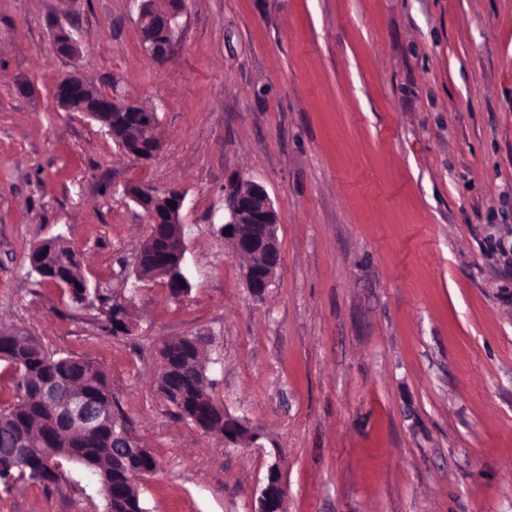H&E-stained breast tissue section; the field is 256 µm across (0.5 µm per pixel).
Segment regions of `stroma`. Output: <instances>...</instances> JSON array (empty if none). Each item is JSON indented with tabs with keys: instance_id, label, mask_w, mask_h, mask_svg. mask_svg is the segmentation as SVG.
<instances>
[{
	"instance_id": "stroma-1",
	"label": "stroma",
	"mask_w": 512,
	"mask_h": 512,
	"mask_svg": "<svg viewBox=\"0 0 512 512\" xmlns=\"http://www.w3.org/2000/svg\"><path fill=\"white\" fill-rule=\"evenodd\" d=\"M137 17L0 0V325L105 373L159 462L148 512H252L275 461L286 512H512V0H185L162 64ZM76 69L157 107L154 158L59 106ZM239 177L278 215L260 299L221 231ZM130 184L184 192L187 294L136 281L150 226ZM57 236L129 332L31 274ZM183 336L257 445L160 395L159 350ZM65 476L0 486V512H106L84 470Z\"/></svg>"
}]
</instances>
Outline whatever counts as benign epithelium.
Here are the masks:
<instances>
[{
    "label": "benign epithelium",
    "instance_id": "7a95c632",
    "mask_svg": "<svg viewBox=\"0 0 512 512\" xmlns=\"http://www.w3.org/2000/svg\"><path fill=\"white\" fill-rule=\"evenodd\" d=\"M181 9L158 14L150 0H141L138 24L145 31L143 45L146 53L155 60L168 59L173 39L179 29ZM54 97L69 112H80L98 122L107 135H112L110 114L137 112L140 124L113 142L126 154L140 159L153 157L160 149L157 141L143 136L142 129L158 124L157 112L142 111L139 101L114 94H103L80 72L61 79L54 87ZM125 195L142 209L151 232L163 231L171 247L153 260L155 272L167 278L168 287L176 294L188 291V280L183 274L186 247L182 233L181 210L184 194L175 188L159 192L148 186L129 185ZM175 206H170V203ZM224 241L231 245L237 256L248 259L242 267V279L248 291L256 298L263 297L280 265L278 219L273 202L265 187L253 180L240 178L224 197ZM43 402L49 405L64 428L93 435L109 424L118 427L111 408L95 397L75 391L62 382L49 383L41 391ZM210 405L224 414V443L227 447L253 444L259 438L244 421L232 416L223 405L212 400ZM115 447L113 455L128 460H144L147 449L122 431L112 433ZM253 512H284L285 489L279 461L268 466L266 482L256 498Z\"/></svg>",
    "mask_w": 512,
    "mask_h": 512
}]
</instances>
